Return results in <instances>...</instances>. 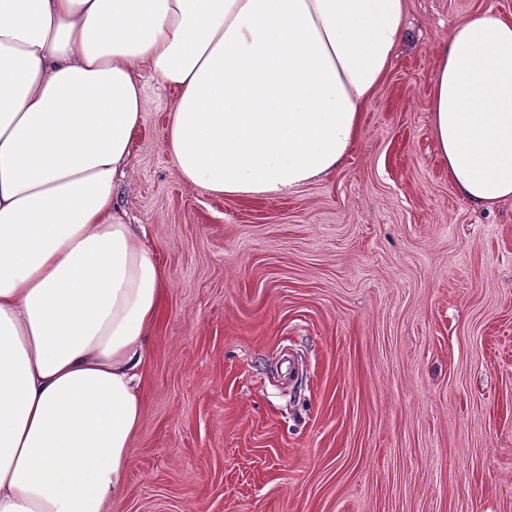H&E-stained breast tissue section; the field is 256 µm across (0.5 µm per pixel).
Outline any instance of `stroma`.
I'll return each instance as SVG.
<instances>
[{"label":"stroma","mask_w":512,"mask_h":512,"mask_svg":"<svg viewBox=\"0 0 512 512\" xmlns=\"http://www.w3.org/2000/svg\"><path fill=\"white\" fill-rule=\"evenodd\" d=\"M475 10L512 0H407L344 165L276 197L185 182L146 80L113 205L167 291L106 512H512V201L457 195L431 133Z\"/></svg>","instance_id":"obj_1"}]
</instances>
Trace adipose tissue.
Returning a JSON list of instances; mask_svg holds the SVG:
<instances>
[{
    "instance_id": "obj_1",
    "label": "adipose tissue",
    "mask_w": 512,
    "mask_h": 512,
    "mask_svg": "<svg viewBox=\"0 0 512 512\" xmlns=\"http://www.w3.org/2000/svg\"><path fill=\"white\" fill-rule=\"evenodd\" d=\"M406 0H0V512H104L142 424L166 275L112 207L146 107L175 94L187 182L275 197L343 165L409 37ZM431 127L477 208L512 200V20L439 46Z\"/></svg>"
}]
</instances>
